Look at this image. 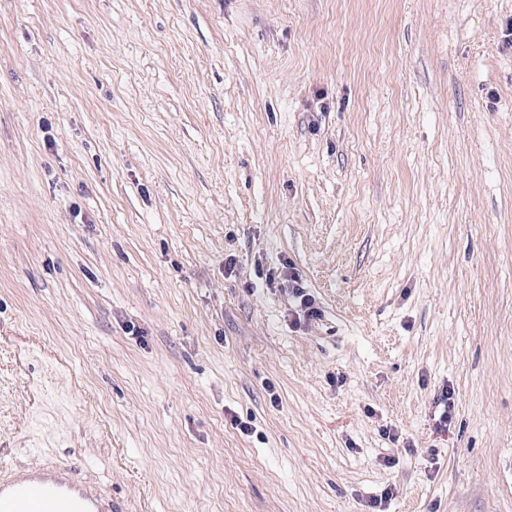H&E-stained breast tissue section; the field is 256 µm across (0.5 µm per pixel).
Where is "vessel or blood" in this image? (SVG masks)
<instances>
[{"mask_svg":"<svg viewBox=\"0 0 512 512\" xmlns=\"http://www.w3.org/2000/svg\"><path fill=\"white\" fill-rule=\"evenodd\" d=\"M0 512H119V507L80 481L71 466L58 463L0 477Z\"/></svg>","mask_w":512,"mask_h":512,"instance_id":"vessel-or-blood-1","label":"vessel or blood"}]
</instances>
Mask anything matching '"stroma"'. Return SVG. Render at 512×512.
<instances>
[{"mask_svg": "<svg viewBox=\"0 0 512 512\" xmlns=\"http://www.w3.org/2000/svg\"><path fill=\"white\" fill-rule=\"evenodd\" d=\"M1 460L512 512V0H0Z\"/></svg>", "mask_w": 512, "mask_h": 512, "instance_id": "35a3bbf8", "label": "stroma"}]
</instances>
